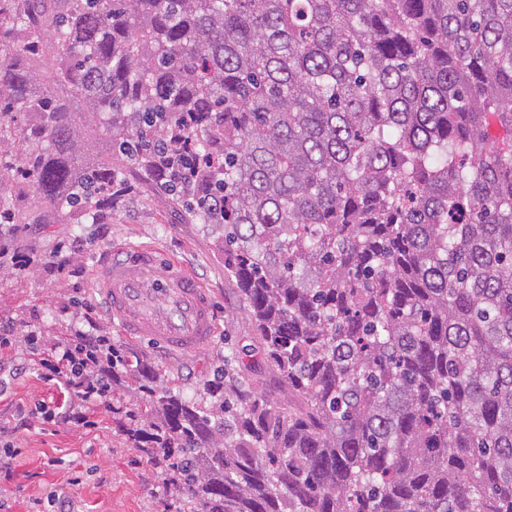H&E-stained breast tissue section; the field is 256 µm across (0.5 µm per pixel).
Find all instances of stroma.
Returning <instances> with one entry per match:
<instances>
[{
  "mask_svg": "<svg viewBox=\"0 0 512 512\" xmlns=\"http://www.w3.org/2000/svg\"><path fill=\"white\" fill-rule=\"evenodd\" d=\"M112 193L111 210L95 222L80 224L63 213L39 226L17 225L0 257V320L14 324L19 336L15 348L0 351V446L18 450L0 512H48L57 494L69 498L74 512H202L199 501L165 491L149 449L129 439L127 413L138 401L127 380L113 384L93 426L45 418L44 405L64 392L43 378L39 361L52 348L73 344L77 332L108 337L147 363L162 387L193 398L223 368L229 349L244 348L248 374L262 393L283 396L224 272L220 231L190 221L185 207L171 203L143 172L124 170ZM118 244L155 245L209 289L217 333L199 353L176 356L126 338L101 314L92 274ZM14 252L33 254L32 265L16 271Z\"/></svg>",
  "mask_w": 512,
  "mask_h": 512,
  "instance_id": "1",
  "label": "stroma"
}]
</instances>
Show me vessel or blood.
<instances>
[{
  "label": "vessel or blood",
  "mask_w": 512,
  "mask_h": 512,
  "mask_svg": "<svg viewBox=\"0 0 512 512\" xmlns=\"http://www.w3.org/2000/svg\"><path fill=\"white\" fill-rule=\"evenodd\" d=\"M93 287L122 335L181 355L215 335L209 292L150 245L114 246L97 265Z\"/></svg>",
  "instance_id": "vessel-or-blood-1"
}]
</instances>
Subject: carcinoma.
<instances>
[{"mask_svg":"<svg viewBox=\"0 0 512 512\" xmlns=\"http://www.w3.org/2000/svg\"><path fill=\"white\" fill-rule=\"evenodd\" d=\"M124 168L223 229L288 393L233 351L187 399L104 350L180 493L512 512V0H0L15 223L94 220ZM2 197L10 209L20 212L37 207L39 204L29 189L21 185L17 186L14 182H8L2 190Z\"/></svg>","mask_w":512,"mask_h":512,"instance_id":"obj_1","label":"carcinoma"}]
</instances>
